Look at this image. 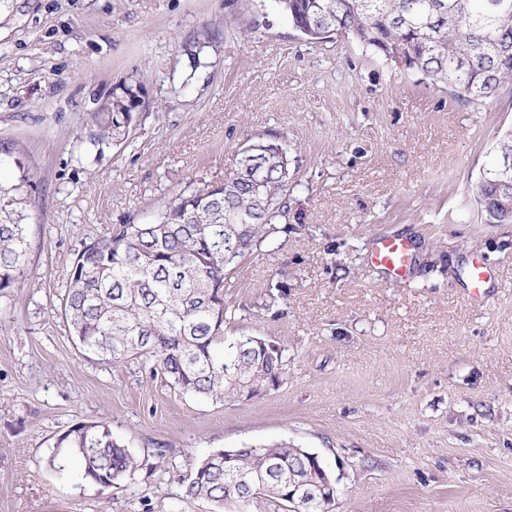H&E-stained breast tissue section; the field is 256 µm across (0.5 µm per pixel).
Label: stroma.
I'll return each mask as SVG.
<instances>
[{
  "label": "stroma",
  "mask_w": 512,
  "mask_h": 512,
  "mask_svg": "<svg viewBox=\"0 0 512 512\" xmlns=\"http://www.w3.org/2000/svg\"><path fill=\"white\" fill-rule=\"evenodd\" d=\"M15 3L0 183L30 177V247L0 294V512H211L182 497L197 462L279 440L319 456L333 512H512V223L475 202L512 86L461 103L353 39L306 41L274 0ZM127 89V141L92 146V113ZM264 134L288 150V231L235 269L224 334L281 348V386L213 403L149 360L86 358L57 312L85 240L157 221ZM383 234L412 241L408 277L371 263ZM477 259L494 273L478 292ZM80 422L106 423L136 472L104 490L54 468Z\"/></svg>",
  "instance_id": "1"
}]
</instances>
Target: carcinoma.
<instances>
[{
	"label": "carcinoma",
	"instance_id": "1",
	"mask_svg": "<svg viewBox=\"0 0 512 512\" xmlns=\"http://www.w3.org/2000/svg\"><path fill=\"white\" fill-rule=\"evenodd\" d=\"M293 26L313 42L347 35L387 54L397 43L409 67L450 87L476 105L512 83V0H294ZM124 100L91 115L90 143H120L135 113ZM239 166L216 184L177 195L154 223L118 224L84 243L73 260L61 298L62 317L84 352L120 362L154 360L182 393L225 403L249 401L284 381L281 349L258 336H224L232 306L224 281L271 234L288 232L272 221L288 211L289 170L277 159ZM512 130L497 145V161L476 187L486 224L512 222ZM263 178L261 195L253 191ZM21 185H0V293L17 287L28 263ZM82 478L99 487L122 483L138 467L124 441L104 423H79L60 435ZM313 479L317 471L287 441L219 450L202 458L182 480L183 497L204 500L212 512H250L265 499L279 512H329L310 497L288 500V470Z\"/></svg>",
	"mask_w": 512,
	"mask_h": 512
}]
</instances>
